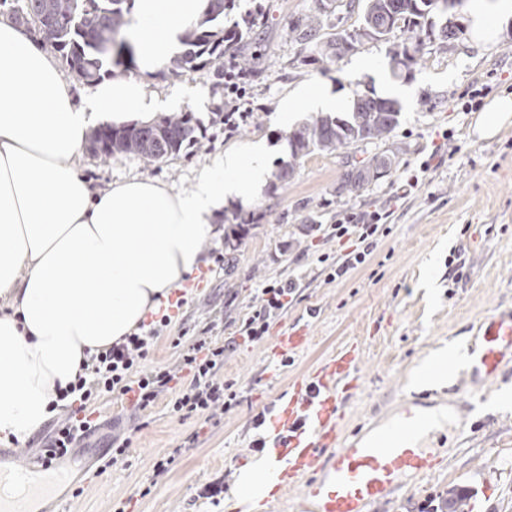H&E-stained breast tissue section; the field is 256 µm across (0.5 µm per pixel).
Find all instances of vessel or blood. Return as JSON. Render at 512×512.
Wrapping results in <instances>:
<instances>
[{
    "label": "vessel or blood",
    "mask_w": 512,
    "mask_h": 512,
    "mask_svg": "<svg viewBox=\"0 0 512 512\" xmlns=\"http://www.w3.org/2000/svg\"><path fill=\"white\" fill-rule=\"evenodd\" d=\"M480 331L468 349L467 374L472 383L485 385L512 366V308L484 319ZM358 364L356 346H347L296 381L265 437L277 450L276 493L299 488L306 501L303 512H370L405 477L423 479L441 463L427 449L436 435L435 421L408 410L373 433L346 432L343 407L361 384ZM55 468L48 456L24 459L19 452L0 450V483L23 489L17 497L0 495V512H31V500L52 493Z\"/></svg>",
    "instance_id": "b4317fda"
}]
</instances>
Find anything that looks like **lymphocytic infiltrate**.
Instances as JSON below:
<instances>
[{"mask_svg": "<svg viewBox=\"0 0 512 512\" xmlns=\"http://www.w3.org/2000/svg\"><path fill=\"white\" fill-rule=\"evenodd\" d=\"M383 216L379 212L347 214L331 225L330 237L346 240L347 253L332 260L321 255L327 265L328 281H336L364 264L377 246ZM296 285L293 281H276L259 290V302L247 317L236 325L227 343L221 344L209 336L173 337L179 351L178 369L150 365L155 341L170 326L169 314L140 321L136 329L111 347L90 357L83 371L68 386L56 389L51 409H63L46 437L43 453L62 459L71 454L80 441L95 432L97 425L90 408L92 401L107 394L130 400L134 408L151 409L162 395H169V406L180 419H194L208 425L230 408L236 393L231 383L221 380L224 357L229 349L262 342L273 323L293 303Z\"/></svg>", "mask_w": 512, "mask_h": 512, "instance_id": "lymphocytic-infiltrate-1", "label": "lymphocytic infiltrate"}]
</instances>
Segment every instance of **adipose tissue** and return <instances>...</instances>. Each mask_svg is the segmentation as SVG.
Listing matches in <instances>:
<instances>
[{
    "label": "adipose tissue",
    "instance_id": "adipose-tissue-1",
    "mask_svg": "<svg viewBox=\"0 0 512 512\" xmlns=\"http://www.w3.org/2000/svg\"><path fill=\"white\" fill-rule=\"evenodd\" d=\"M204 2L133 0L125 36L137 76L81 95L43 41L0 13V434L36 433L55 385L133 332L202 264L225 199L261 190L260 141L225 151L178 192L142 180L97 192L80 167L91 126L147 123L163 109L147 78L176 53ZM466 9L480 43L512 21V0H468Z\"/></svg>",
    "mask_w": 512,
    "mask_h": 512
}]
</instances>
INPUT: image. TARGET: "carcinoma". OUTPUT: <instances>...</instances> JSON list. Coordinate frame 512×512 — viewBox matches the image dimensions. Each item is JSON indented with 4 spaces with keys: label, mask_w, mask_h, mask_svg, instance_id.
<instances>
[{
    "label": "carcinoma",
    "mask_w": 512,
    "mask_h": 512,
    "mask_svg": "<svg viewBox=\"0 0 512 512\" xmlns=\"http://www.w3.org/2000/svg\"><path fill=\"white\" fill-rule=\"evenodd\" d=\"M362 21L372 18L385 22L390 7L402 8V22L415 29L411 39L421 40L424 27L416 20L430 19L434 7L426 0H362ZM40 10L41 37L59 52L62 61L85 82H96L112 74V66L122 64L129 45L119 38L130 23L132 0H29ZM235 0H207V9L199 24L184 36V50L172 57L160 75L178 76L186 72L211 73L224 78V57L246 45V33L236 27L220 25L224 13ZM321 11L311 13L307 21L292 29L294 41L310 46L311 62L323 63L344 54L336 35L324 37ZM398 101L375 95L359 96L346 112H319L307 121L288 129V160L277 166L275 180L283 185L293 177L301 161L315 152L337 153L350 159L348 149L365 141L383 140L399 126L402 109ZM198 128L190 112L167 115L152 124L95 130L90 143L104 158L115 154L133 155L150 162H163L199 142ZM394 161L373 156L356 164L346 163L337 191L358 193L387 176ZM468 493L463 489L448 492V512H464Z\"/></svg>",
    "instance_id": "carcinoma-1"
}]
</instances>
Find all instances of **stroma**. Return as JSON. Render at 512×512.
<instances>
[{
  "mask_svg": "<svg viewBox=\"0 0 512 512\" xmlns=\"http://www.w3.org/2000/svg\"><path fill=\"white\" fill-rule=\"evenodd\" d=\"M320 6L321 0H235L234 10L225 14V26L247 29L246 49L259 58V75L247 81L253 114L238 128L225 127L224 88L212 77L156 74L150 90L172 101L174 112L193 114L201 145L187 146L163 163L82 152L81 168L96 189L136 179L177 192L194 184L218 154L257 140L266 143L270 162L286 159V131L311 112L300 106L284 121L278 108L310 79L323 80L348 102L372 92L393 96L403 106L400 125L388 140L354 152L359 160L397 156L390 175L360 195L337 194L345 170L341 157L316 153L277 191L263 190L246 204L226 201L217 234L202 244L203 265L169 293L186 300L172 330L197 336L209 326L214 336L225 338L227 323L250 311L258 288L272 281L296 280L294 302L265 341L226 355L223 376L233 383L237 402L219 425L197 430L195 421L180 420L166 398H159L140 415L146 425L132 437L129 465L102 473V450L137 415L121 397H101L95 405L100 431L89 447L62 462L69 480L61 493L69 512H244L236 505L237 463L260 455L253 442L265 430L255 419L274 412L278 398L301 375L358 343L362 381L344 408L346 428L380 423L396 417L403 398L417 392L412 375L426 358L461 350L477 338L485 317L512 307V124L482 139L474 132L477 113L459 109L461 95L485 83L492 85V97L512 95V25L492 44L476 43L465 31L450 44H428L410 73L397 77L389 50L408 39L400 29L387 39L363 42L327 66L310 64L289 32ZM436 148L438 167L424 175L418 191L400 198L405 169H417ZM258 210L264 219L247 225L241 244L225 245V218H246ZM374 210L388 212L387 233L379 236L366 264L328 281L318 257L340 255L344 246L327 237L325 226L344 211ZM300 328L310 343L289 350L284 356L290 362L281 366L278 338ZM465 379L458 368L445 384L427 388L432 410L455 412L441 450L442 469L421 480L405 479L373 512H423L453 487L469 493L465 512H512V371L485 392H465ZM190 435L196 441L188 448L184 441ZM177 447L182 453L175 463L156 474L155 461ZM216 481L222 493L207 495L206 486Z\"/></svg>",
  "mask_w": 512,
  "mask_h": 512,
  "instance_id": "obj_1",
  "label": "stroma"
}]
</instances>
